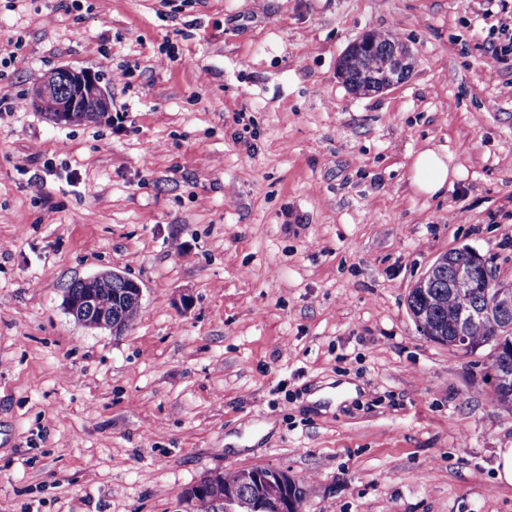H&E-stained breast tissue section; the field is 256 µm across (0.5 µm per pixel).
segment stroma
I'll return each instance as SVG.
<instances>
[{
    "instance_id": "stroma-1",
    "label": "stroma",
    "mask_w": 512,
    "mask_h": 512,
    "mask_svg": "<svg viewBox=\"0 0 512 512\" xmlns=\"http://www.w3.org/2000/svg\"><path fill=\"white\" fill-rule=\"evenodd\" d=\"M493 23L481 0H0V512H190L252 467L301 512H512L491 346L407 307L464 246L512 281ZM369 31L415 65L358 95L337 66ZM62 66L99 77L105 119L30 106ZM428 147L462 169L436 197L410 183ZM112 270L143 288L122 336L62 305Z\"/></svg>"
}]
</instances>
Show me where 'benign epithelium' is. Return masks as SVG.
<instances>
[{"mask_svg": "<svg viewBox=\"0 0 512 512\" xmlns=\"http://www.w3.org/2000/svg\"><path fill=\"white\" fill-rule=\"evenodd\" d=\"M413 61V53L408 45L394 43L385 62L387 80L383 83V88L392 87L407 79ZM32 106L37 111L46 113L50 121L57 125L76 121L93 122L104 118L110 112V97L93 72L64 66L43 76L33 91ZM450 268L454 271L450 283L452 288L462 291L472 288L494 289L492 306L496 307L499 317L505 323L503 330L512 331V282L505 284L500 281L489 262L469 247L441 254L418 280L416 287H431L436 276ZM95 280L110 282L115 288L112 294L115 301L142 305L143 288L137 281L113 271L85 278L87 282ZM63 307L67 314L86 328L109 330L114 336H122L129 329L126 324L112 321V314L92 294L76 296L68 291L64 295ZM217 475V471L209 474L208 480L196 484L194 489L198 493L212 495L218 512H294V499L289 496L290 478L283 470L273 469L268 473L260 470L248 472V478L259 486L268 483L279 486L281 496L271 502L263 495L243 500L235 491L222 489L215 481Z\"/></svg>", "mask_w": 512, "mask_h": 512, "instance_id": "1", "label": "benign epithelium"}]
</instances>
